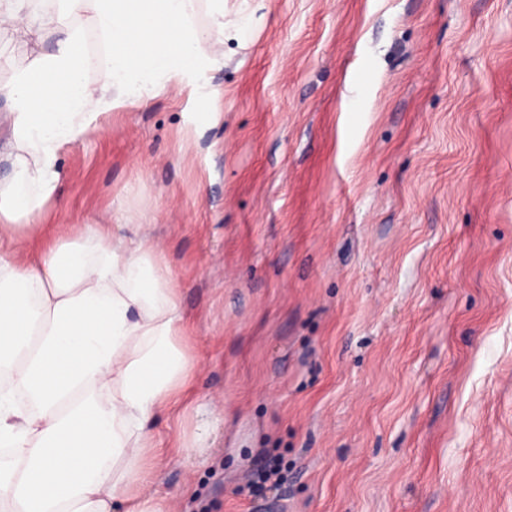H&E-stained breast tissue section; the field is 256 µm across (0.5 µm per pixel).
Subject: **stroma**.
Listing matches in <instances>:
<instances>
[{
  "mask_svg": "<svg viewBox=\"0 0 512 512\" xmlns=\"http://www.w3.org/2000/svg\"><path fill=\"white\" fill-rule=\"evenodd\" d=\"M224 58L59 159L150 226L198 370L165 512H512V0H224ZM195 447L183 456L184 447ZM288 480L252 495L263 458Z\"/></svg>",
  "mask_w": 512,
  "mask_h": 512,
  "instance_id": "1",
  "label": "stroma"
}]
</instances>
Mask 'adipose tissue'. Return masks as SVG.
Segmentation results:
<instances>
[{"label": "adipose tissue", "mask_w": 512, "mask_h": 512, "mask_svg": "<svg viewBox=\"0 0 512 512\" xmlns=\"http://www.w3.org/2000/svg\"><path fill=\"white\" fill-rule=\"evenodd\" d=\"M224 0H0L24 46L0 182V512H155L148 423L195 370L167 264L146 238L80 224L35 258L61 151L127 101L224 55Z\"/></svg>", "instance_id": "1"}]
</instances>
